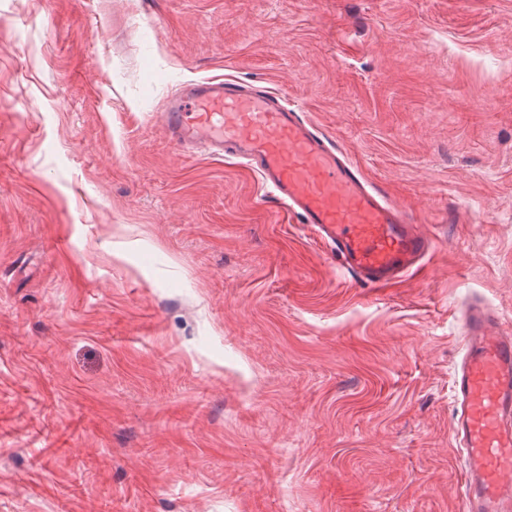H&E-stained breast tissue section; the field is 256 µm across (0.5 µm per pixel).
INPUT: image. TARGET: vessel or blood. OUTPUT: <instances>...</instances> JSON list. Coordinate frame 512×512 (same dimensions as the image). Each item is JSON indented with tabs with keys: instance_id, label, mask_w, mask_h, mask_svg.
I'll return each mask as SVG.
<instances>
[{
	"instance_id": "obj_1",
	"label": "vessel or blood",
	"mask_w": 512,
	"mask_h": 512,
	"mask_svg": "<svg viewBox=\"0 0 512 512\" xmlns=\"http://www.w3.org/2000/svg\"><path fill=\"white\" fill-rule=\"evenodd\" d=\"M159 119L181 155H231L263 191L307 225L354 281H403L433 247L407 207L390 202L347 149L287 99L231 80L182 86ZM463 354L452 376L451 439L462 465V512H512V333L490 308L460 325Z\"/></svg>"
}]
</instances>
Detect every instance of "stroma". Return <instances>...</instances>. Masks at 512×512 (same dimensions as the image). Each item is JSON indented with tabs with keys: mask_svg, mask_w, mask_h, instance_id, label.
Wrapping results in <instances>:
<instances>
[{
	"mask_svg": "<svg viewBox=\"0 0 512 512\" xmlns=\"http://www.w3.org/2000/svg\"><path fill=\"white\" fill-rule=\"evenodd\" d=\"M287 96L435 240L360 285L182 85ZM474 300L512 331V0H0V512H460Z\"/></svg>",
	"mask_w": 512,
	"mask_h": 512,
	"instance_id": "35a3bbf8",
	"label": "stroma"
}]
</instances>
